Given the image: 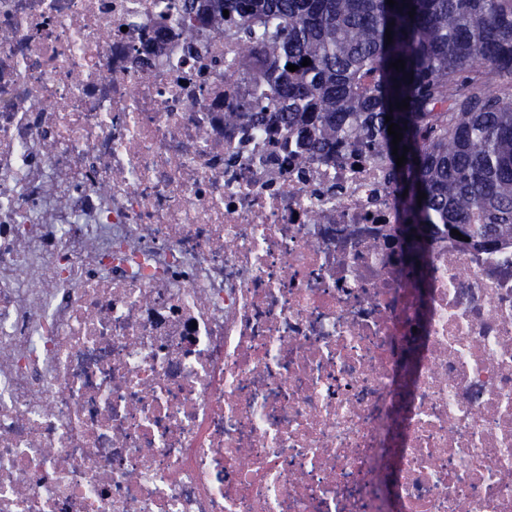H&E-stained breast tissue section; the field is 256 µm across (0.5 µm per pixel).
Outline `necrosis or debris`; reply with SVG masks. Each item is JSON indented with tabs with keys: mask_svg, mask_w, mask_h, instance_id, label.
<instances>
[{
	"mask_svg": "<svg viewBox=\"0 0 512 512\" xmlns=\"http://www.w3.org/2000/svg\"><path fill=\"white\" fill-rule=\"evenodd\" d=\"M180 0H0V512H512V238L409 264Z\"/></svg>",
	"mask_w": 512,
	"mask_h": 512,
	"instance_id": "4bbe7bcc",
	"label": "necrosis or debris"
}]
</instances>
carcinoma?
I'll return each instance as SVG.
<instances>
[{"label": "carcinoma", "mask_w": 512, "mask_h": 512, "mask_svg": "<svg viewBox=\"0 0 512 512\" xmlns=\"http://www.w3.org/2000/svg\"><path fill=\"white\" fill-rule=\"evenodd\" d=\"M199 17L248 46L253 63L238 74L263 83L256 101L225 121L285 125L313 154L363 145L386 162L406 223L426 226L428 238L442 226L485 247L512 237V0H396L392 7L387 0H189L179 7V20ZM398 59L405 61L399 71L390 66ZM405 99L408 108H397ZM387 115L402 128L401 168Z\"/></svg>", "instance_id": "cac0c4a2"}]
</instances>
